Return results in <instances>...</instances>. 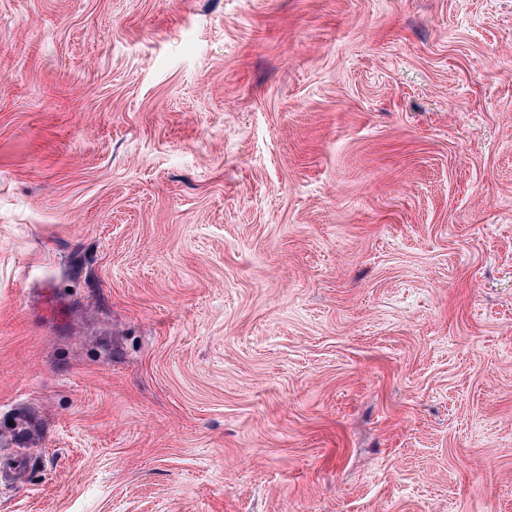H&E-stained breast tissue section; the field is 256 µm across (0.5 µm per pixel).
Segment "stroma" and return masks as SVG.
Masks as SVG:
<instances>
[{
	"label": "stroma",
	"instance_id": "35a3bbf8",
	"mask_svg": "<svg viewBox=\"0 0 512 512\" xmlns=\"http://www.w3.org/2000/svg\"><path fill=\"white\" fill-rule=\"evenodd\" d=\"M0 512H512V0H0Z\"/></svg>",
	"mask_w": 512,
	"mask_h": 512
}]
</instances>
